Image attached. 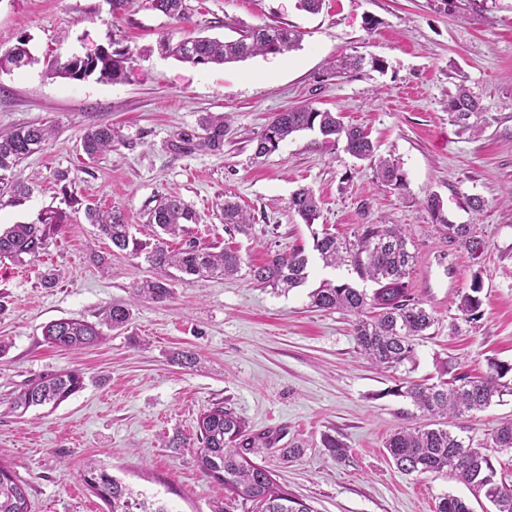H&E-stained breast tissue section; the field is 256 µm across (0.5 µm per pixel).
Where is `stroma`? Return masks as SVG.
<instances>
[{"label": "stroma", "instance_id": "35a3bbf8", "mask_svg": "<svg viewBox=\"0 0 512 512\" xmlns=\"http://www.w3.org/2000/svg\"><path fill=\"white\" fill-rule=\"evenodd\" d=\"M189 3L193 17L180 26L148 0H129L115 12L107 0H0V52L23 30L36 58L0 71V131L55 129L48 145L14 171L30 194L18 201L0 194V225L32 223L49 210L68 216L38 257L0 260V461L26 484L31 512H106L81 479L91 460L175 512H248L227 504L223 484L197 461V420L220 403L251 432L274 439L258 464L314 512H436L449 494L467 500L472 512H491L448 472L398 470L385 442L421 421L396 385L438 382L447 361L472 375L484 374L492 360L512 362V0H458L446 12L437 0H325L316 14L297 10L295 0ZM371 17L378 25L369 30ZM229 20L290 24L301 32V46L207 67L157 49L167 34L231 38ZM113 33L134 54L128 80L47 77L49 62L84 54ZM349 54L381 58L385 68L336 73L337 59ZM462 81L485 112L482 134L460 132L449 119L448 101ZM303 103L342 112L346 124L368 132L380 155L399 162L407 192L377 185L367 163L325 146L315 131L296 133L254 159L256 138L274 114ZM205 112L230 118L223 152L172 153L170 142L199 134ZM98 124L112 126L115 144L92 160L80 138ZM62 172L69 188L58 180ZM301 186L320 196L319 221L330 232L348 234L359 224L409 230L418 253L411 287L436 317L416 342L414 362L378 370L357 347L353 316L312 307L311 291L341 273L323 267L310 228L286 209ZM433 193L450 221L474 225L487 242L477 266L486 308L479 325L457 310L477 267L432 223L424 201ZM73 195L81 210L70 208ZM228 195L251 214L250 236L225 232L220 205ZM473 195L485 200L482 211L468 207ZM169 196L198 216L169 238L170 249L190 240L230 246L246 263L261 265L301 246L310 279L280 292L244 276L176 278L167 299H134L133 286L152 276L151 266L113 250L83 209H120L132 234L149 241V214ZM49 269L60 278L46 288L41 275ZM120 302L132 306L130 324L103 326L98 345L65 350L42 336L44 325L60 318L101 324L105 310ZM185 352L193 364H180ZM70 369L83 375L79 392L54 408L14 410L13 397L29 383ZM509 418L512 393L456 425L477 444ZM327 434L346 443L344 461L323 448ZM294 442L303 443L304 454L282 459L281 448Z\"/></svg>", "mask_w": 512, "mask_h": 512}]
</instances>
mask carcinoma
I'll use <instances>...</instances> for the list:
<instances>
[{
	"label": "carcinoma",
	"instance_id": "1",
	"mask_svg": "<svg viewBox=\"0 0 512 512\" xmlns=\"http://www.w3.org/2000/svg\"><path fill=\"white\" fill-rule=\"evenodd\" d=\"M161 12L173 21L190 22L191 8L187 0H160ZM237 37L220 40L207 36H187L177 41L166 35L158 43L164 54L194 66L224 65L256 54H284L297 49L301 33L290 26L257 25L237 27ZM30 36L22 32L14 47L0 53V71L19 69L36 62L29 48ZM133 54L129 48L112 38L108 46L98 47L92 57L80 60L73 57L57 61L49 73L76 81L96 77L101 82L126 81L133 68ZM451 121L463 132L479 134L483 131L481 106L476 96L461 87L448 101ZM202 134L195 147L210 152L224 151V137L230 125L222 113L207 114L200 119ZM318 130L328 144H343V150L358 161H366L373 170L376 182L403 194L407 180L400 166L377 154L376 147L359 128L347 126L341 113L320 111L302 105L277 113L266 129L257 137L254 155L265 156L276 151L281 142L292 134ZM54 129L45 125L18 127L0 133V180L5 172L43 149L53 137ZM115 134L112 125H99L81 138V147L88 158L112 150ZM288 212L312 225L319 217V200L313 189L301 187L288 198ZM432 223L443 228L449 242L461 246L473 260L469 291L463 293L458 311L464 321L476 325L485 315L480 293L483 289L480 267L486 249L485 240L476 234L472 224H453L445 214L436 194L425 200ZM221 210L224 229L245 234L251 225V215L241 205L224 198ZM86 219L96 226L112 246L123 251L131 249L135 256L145 254L146 261L155 270V277L133 288V295L154 301L170 296V281L174 272L190 279L227 278L238 275L244 260L232 249L213 251L194 242L172 251L166 237L176 236L183 225L197 220L195 212L175 196L161 201L151 212L149 223L154 225V242L133 238L130 225L121 210L100 211L86 209ZM67 216L58 210L42 215L35 224H13L0 229V259L23 261L36 257L47 241L57 233ZM411 239L406 229L398 224H359L353 235L337 237L326 233L313 235V248L323 265L346 268L345 280H324L311 294L312 305L320 310H341L355 317L353 332L357 347L374 365L381 369L395 368L414 359L415 341L435 323L433 312L413 297L409 276L417 261L410 249ZM254 282L272 288L292 289L309 278V258L304 249L275 253L262 265L248 267ZM372 283L367 292L357 282ZM131 310L125 303H114L105 312L104 321L114 328L123 327L131 320ZM44 340L64 349H81L97 343L101 332L97 325L76 318L54 320L44 326ZM512 373V364L492 361L489 372L481 378L457 373L451 386L410 382L403 394L409 397L422 416L445 418L463 417L487 408L494 397L503 394L507 386L501 379ZM83 388V376L77 370L46 375L29 384L14 397L12 404L23 412L31 407L58 405ZM198 425V461L202 472L224 484L226 499L230 502L251 503L256 512H314L301 499L280 485L265 465L257 464L250 455L259 454L267 443L260 438L246 436V424L233 411L219 404L202 413ZM492 447L512 449V419L502 422L492 434ZM388 456L396 467L406 473L447 471L468 486L473 495L484 496L494 512H512V489L497 478V470L487 446L473 444L448 430L447 426L418 425L402 428L389 436L385 443ZM84 484L107 506L108 512H173L165 502L133 491L129 486L108 474L95 463H88L82 473ZM0 512H30L26 487L0 463ZM437 512H471L466 501L446 495L441 498Z\"/></svg>",
	"mask_w": 512,
	"mask_h": 512
}]
</instances>
